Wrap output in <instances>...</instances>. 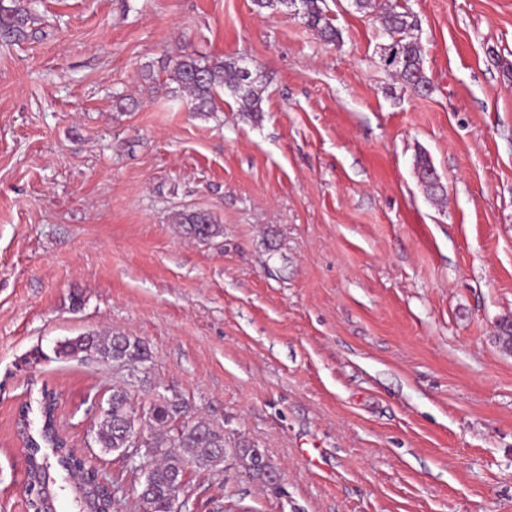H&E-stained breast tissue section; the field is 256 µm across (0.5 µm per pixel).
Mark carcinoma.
<instances>
[{
	"label": "carcinoma",
	"mask_w": 512,
	"mask_h": 512,
	"mask_svg": "<svg viewBox=\"0 0 512 512\" xmlns=\"http://www.w3.org/2000/svg\"><path fill=\"white\" fill-rule=\"evenodd\" d=\"M322 0H301L298 14L305 24L328 42L339 38V31L320 7ZM29 10L21 5L0 3V30L21 39L26 35ZM419 27L416 15L405 6L394 4L384 16L387 43L399 48L403 65L395 72L414 90H425L430 81L425 74L421 45L412 32ZM172 81L194 100L196 112L215 110V93L229 89L247 112L261 111V96L254 87V79L244 76V66L236 61L222 59L203 63L190 54L178 56L173 64ZM186 235L197 239L213 238L221 233V226L202 211L184 213L179 217ZM58 361H82L94 357L117 368L133 367L151 359L150 348L140 339L113 333L102 336L95 331L66 337L53 349ZM129 381L112 387V413L101 416L96 442L101 452L109 454L114 448L127 447L124 422L134 412ZM59 395L46 388L37 408L22 404L16 419L18 436L27 449V478L32 494L38 486L48 485L60 476L78 471L83 486L94 496L97 512H112L114 504L108 487L98 481V473L86 465L68 445L56 424ZM150 416V425L142 443L147 454L163 457L153 463L152 481L139 498L143 512H169V488L181 480L189 463L199 467H214L224 460V430L211 423L188 416L186 403L177 396L159 398L144 410Z\"/></svg>",
	"instance_id": "obj_1"
}]
</instances>
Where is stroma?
I'll return each mask as SVG.
<instances>
[{"label":"stroma","mask_w":512,"mask_h":512,"mask_svg":"<svg viewBox=\"0 0 512 512\" xmlns=\"http://www.w3.org/2000/svg\"><path fill=\"white\" fill-rule=\"evenodd\" d=\"M393 2L324 0L336 45L253 0H29L0 35V512H29L14 418L46 387L137 512L141 471L92 444L126 370L50 358L90 330L149 346L136 407L224 429L180 512H512V0H407L420 93L380 64ZM185 53L248 65L260 111H191ZM29 10L21 6L20 3L15 6H4L0 3V30L15 39L24 38L26 35V25L29 19ZM178 224H182L186 235L197 239L213 238L221 233V226L213 224L211 217L202 211L183 213Z\"/></svg>","instance_id":"obj_1"}]
</instances>
